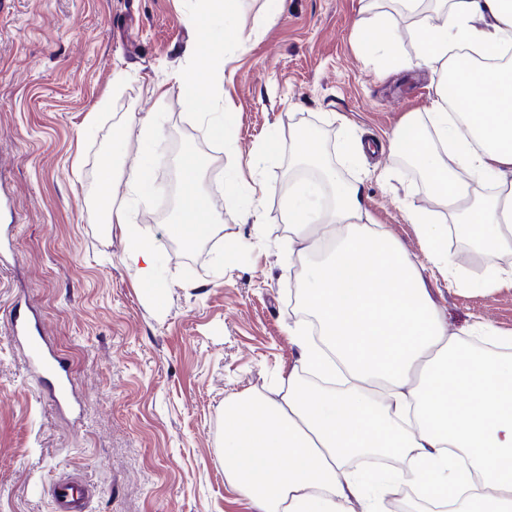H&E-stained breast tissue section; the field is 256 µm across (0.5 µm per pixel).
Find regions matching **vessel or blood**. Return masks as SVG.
Listing matches in <instances>:
<instances>
[{
	"instance_id": "obj_1",
	"label": "vessel or blood",
	"mask_w": 512,
	"mask_h": 512,
	"mask_svg": "<svg viewBox=\"0 0 512 512\" xmlns=\"http://www.w3.org/2000/svg\"><path fill=\"white\" fill-rule=\"evenodd\" d=\"M11 335L26 353L31 373L56 407L71 406L74 396L63 358L50 348L33 313L14 309ZM56 512H86L88 492L83 484L61 479L52 487Z\"/></svg>"
}]
</instances>
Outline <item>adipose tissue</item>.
I'll list each match as a JSON object with an SVG mask.
<instances>
[{
    "mask_svg": "<svg viewBox=\"0 0 512 512\" xmlns=\"http://www.w3.org/2000/svg\"><path fill=\"white\" fill-rule=\"evenodd\" d=\"M398 13L376 24L390 31L400 16L416 17L417 64L442 70L433 85L424 135L413 119L387 141L389 153L408 157L439 207L462 237L488 258L512 254V0H442L437 21L422 15L423 0H397ZM241 0H201L194 24L204 34L175 81L186 104L206 121L213 139L232 143L236 127L220 112L214 83L225 51L246 39L236 17ZM497 64H488V57ZM143 131L136 159L124 173L131 199L153 191L151 157L158 132L153 114L139 117ZM182 203L171 234L192 245L219 217L200 189L194 153L180 162ZM490 192L477 196L476 189ZM267 192L224 173V197L242 223L258 222ZM430 259L448 278L458 268L443 249L442 224L425 212L410 214ZM128 258L140 278L156 279V251L130 219L129 202L112 206ZM285 222L314 255L299 310L318 319L328 338L318 346L304 324L290 334L306 369L348 377L344 390L308 384L289 372L282 393L224 401V477L251 502L253 512H384L398 485L414 488L417 512L435 502L450 512H512V336L493 324L469 330L474 349L451 334L424 278L405 250L371 227L359 185L341 182L335 169L320 181L294 180ZM339 227L321 252L318 227ZM381 454L405 460L402 470L374 482L350 469L351 460Z\"/></svg>",
    "mask_w": 512,
    "mask_h": 512,
    "instance_id": "obj_1",
    "label": "adipose tissue"
}]
</instances>
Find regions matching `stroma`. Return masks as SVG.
<instances>
[{"label":"stroma","instance_id":"stroma-1","mask_svg":"<svg viewBox=\"0 0 512 512\" xmlns=\"http://www.w3.org/2000/svg\"><path fill=\"white\" fill-rule=\"evenodd\" d=\"M394 0H243V50L221 73L233 112L232 145L210 137L187 108L174 75L198 38L197 0H0V512H53L54 481L93 490L88 512H252L224 478V400L275 395L302 366L289 326L293 286L312 257L289 244L283 198L293 161L289 132L315 130L328 163L361 182L363 204L423 275L448 326L465 336L476 320L512 335V284L487 293L486 259L446 222L457 282L429 260L409 214L435 208L417 169L387 152L355 164L349 139L386 142L411 116H425L430 69L369 59L364 24ZM158 87L148 96L147 87ZM156 113L154 190L132 209L141 236L158 249L168 293L154 302L126 260L128 242L108 223L99 164L112 155V196L140 142L129 120ZM126 134L123 155L112 140ZM277 134L279 148L263 156ZM203 160V180L221 230L185 259L170 234L184 150ZM260 158L270 188L259 225L241 223L224 199V172ZM235 246L236 260L224 251ZM33 311L68 362L77 402L56 410L10 338L15 304Z\"/></svg>","mask_w":512,"mask_h":512}]
</instances>
